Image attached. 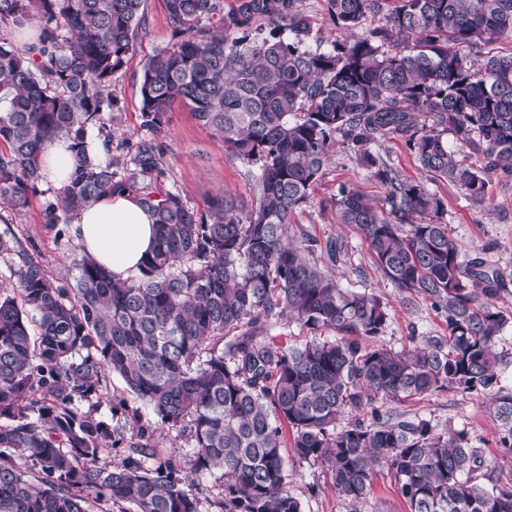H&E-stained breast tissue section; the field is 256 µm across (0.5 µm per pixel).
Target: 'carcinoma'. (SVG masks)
<instances>
[{
    "label": "carcinoma",
    "mask_w": 512,
    "mask_h": 512,
    "mask_svg": "<svg viewBox=\"0 0 512 512\" xmlns=\"http://www.w3.org/2000/svg\"><path fill=\"white\" fill-rule=\"evenodd\" d=\"M301 3L237 0L226 12L223 0H165L179 40L144 66L141 126L152 137L127 160L112 155V77L136 50L145 0H0L1 28L39 22L32 41L0 39V203L25 207L43 180L41 156L64 140L70 171L46 223L61 234L81 209L129 191L158 229L156 248L125 280L84 251L71 277L56 279L0 235L12 261L0 283V512H204L183 463L218 483L214 512H303L288 491L289 444L296 462L326 466L351 502L385 467L409 512H512V480L488 468L467 432L376 406L494 388L512 317L496 305L505 277L481 257L463 259L448 237L445 201L373 151L401 135L423 170L496 207L487 186L512 174V52L485 46L512 38V0H396L386 26L368 30L385 0H327L349 38L325 50L306 46ZM259 20L270 30L253 38ZM396 36L412 45L392 50ZM177 101L237 158L260 163L254 207L219 195L200 213L161 188L155 136ZM419 116L430 128H417ZM92 127L103 158L89 150ZM338 137L386 189L375 204L341 188L340 223L361 230L404 300H431L448 337L399 352L377 344L387 305L318 264H335L342 246L288 243ZM458 151L480 165L460 163ZM283 320L336 335L282 348L264 333ZM110 374L139 404L131 428L149 433L147 410L186 441L182 461L152 467L156 449L141 445L99 465L114 434L80 403ZM348 410L367 416L337 427ZM494 414L496 444L511 455L512 391H496Z\"/></svg>",
    "instance_id": "obj_1"
}]
</instances>
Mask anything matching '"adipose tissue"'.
Segmentation results:
<instances>
[{
  "label": "adipose tissue",
  "instance_id": "adipose-tissue-1",
  "mask_svg": "<svg viewBox=\"0 0 512 512\" xmlns=\"http://www.w3.org/2000/svg\"><path fill=\"white\" fill-rule=\"evenodd\" d=\"M156 224L136 194L115 193L78 212L71 222L75 240L114 278L137 275L156 238Z\"/></svg>",
  "mask_w": 512,
  "mask_h": 512
}]
</instances>
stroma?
<instances>
[{
	"instance_id": "obj_1",
	"label": "stroma",
	"mask_w": 512,
	"mask_h": 512,
	"mask_svg": "<svg viewBox=\"0 0 512 512\" xmlns=\"http://www.w3.org/2000/svg\"><path fill=\"white\" fill-rule=\"evenodd\" d=\"M302 9L311 22L307 46L330 48L340 33L326 0H302ZM174 41L164 0H145V21L137 32L136 50L112 78V94L119 113L112 128L113 153L132 157L140 140L147 137L140 116L143 67L151 56ZM157 142L163 153L164 188L177 190L190 207L204 209L209 200L220 194L248 206L254 204L258 164L237 159L223 137L199 123L188 107L174 105L169 125L158 135ZM377 151L401 176L426 182L444 199L447 210L442 222L449 237L458 244L464 258L483 257L490 268L505 276L507 288L501 292L497 305L512 313V176L493 179L489 184L487 194L494 206L488 209L470 202L459 185L425 172L407 148L404 137L386 138ZM344 187L357 189L376 201L385 196L384 187L360 165L353 149L339 143L311 189L307 203L293 215L288 226L289 239L297 241L307 235L342 243L343 256L331 269L337 281L342 287L377 295L388 307L389 320L380 345L397 352L428 338L446 337L445 317L432 307L430 300L418 296L411 303H404L398 290L375 267L361 232L338 222L333 201ZM55 194L54 188L43 185L23 209L0 206V234L13 235L34 245L43 267L54 277L63 278L79 245L72 236L58 235L56 228L45 220L46 204ZM102 393L99 415L110 425L117 440L111 454L116 460L140 442L127 417L134 401L124 395L122 382L112 375L103 379ZM380 407L396 416H416L467 431L472 446L481 448L488 465L502 479L512 478V458L504 457L496 446L497 423L490 394L450 387L423 398L384 400ZM289 474L288 490L302 501L304 512H407L393 477L384 468L376 473L371 494L360 502L338 497L330 473L322 466L298 464L290 467Z\"/></svg>"
}]
</instances>
